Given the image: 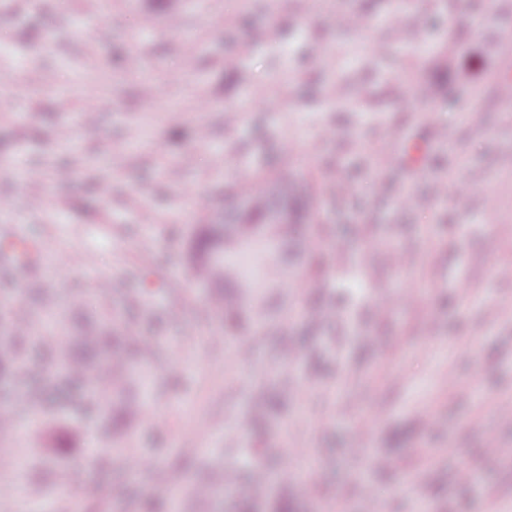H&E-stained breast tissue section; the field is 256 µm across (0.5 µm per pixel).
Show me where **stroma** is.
I'll return each mask as SVG.
<instances>
[{"mask_svg":"<svg viewBox=\"0 0 512 512\" xmlns=\"http://www.w3.org/2000/svg\"><path fill=\"white\" fill-rule=\"evenodd\" d=\"M187 2L188 61L166 27L174 0H0V237L40 247L35 266L0 265V337L35 304L37 267L64 303L112 288L69 312L70 341L140 295L158 351L133 394L165 422L116 437L69 403L26 410L0 379L18 512H99L91 485L108 512H240L246 485L206 501L187 488L259 464L290 477L252 512H364L369 485L384 512L490 498L512 512V100L498 85L512 48L495 44L512 0ZM295 153L318 263L272 291L265 328L224 330L188 269L190 233ZM449 181L465 193L440 195ZM173 475L175 509L152 498Z\"/></svg>","mask_w":512,"mask_h":512,"instance_id":"35a3bbf8","label":"stroma"}]
</instances>
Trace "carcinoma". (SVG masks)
<instances>
[{"mask_svg":"<svg viewBox=\"0 0 512 512\" xmlns=\"http://www.w3.org/2000/svg\"><path fill=\"white\" fill-rule=\"evenodd\" d=\"M234 200H242L222 216L203 224L189 247V269L210 291L211 313L224 321L239 314L259 322L263 309L259 298L267 288L288 281V266L308 251L306 212L310 196L306 186L288 173L263 179L260 191L246 194L238 189ZM35 313L24 305L12 313L11 356L0 363V374L37 381L30 393L34 403L79 387V402L89 414L105 417L111 407L103 400L110 392L119 397L136 374L140 363L153 353L150 338L139 334L131 320L114 323L107 318L82 336L89 361L74 359L55 336H31ZM38 342L51 354L46 369L24 364L25 344Z\"/></svg>","mask_w":512,"mask_h":512,"instance_id":"obj_1","label":"carcinoma"}]
</instances>
